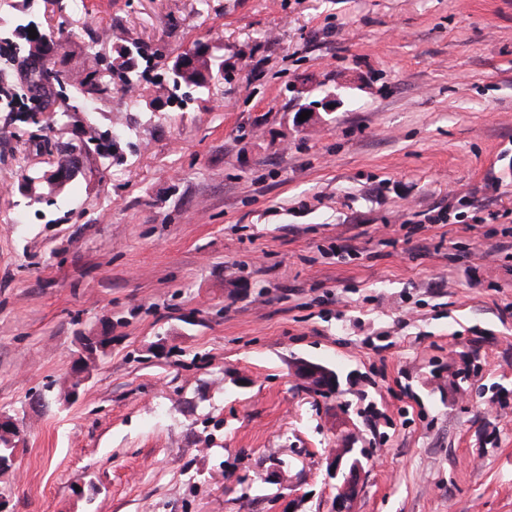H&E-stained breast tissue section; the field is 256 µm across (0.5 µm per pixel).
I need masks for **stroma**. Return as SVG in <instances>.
<instances>
[{
  "mask_svg": "<svg viewBox=\"0 0 512 512\" xmlns=\"http://www.w3.org/2000/svg\"><path fill=\"white\" fill-rule=\"evenodd\" d=\"M24 19L74 72L200 40L225 78L183 112L154 108L157 65L105 94L123 164L49 205L18 191L55 170L48 131L0 105L12 512H331L340 435L366 455L353 512H512V0H5L2 72ZM107 316L79 399L32 406ZM292 376L310 391L323 390L326 394L336 393L339 386V375L330 366L308 360L299 359L290 366Z\"/></svg>",
  "mask_w": 512,
  "mask_h": 512,
  "instance_id": "stroma-1",
  "label": "stroma"
}]
</instances>
